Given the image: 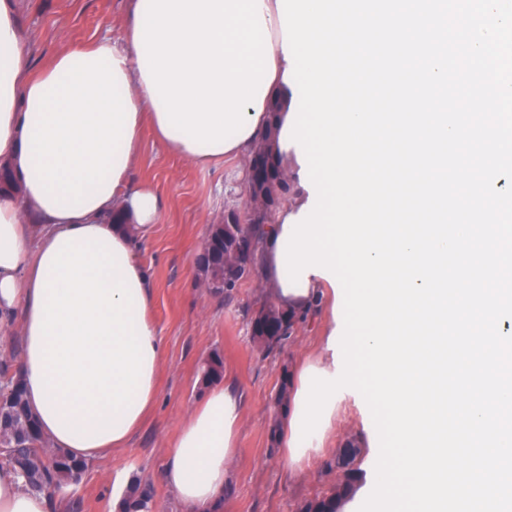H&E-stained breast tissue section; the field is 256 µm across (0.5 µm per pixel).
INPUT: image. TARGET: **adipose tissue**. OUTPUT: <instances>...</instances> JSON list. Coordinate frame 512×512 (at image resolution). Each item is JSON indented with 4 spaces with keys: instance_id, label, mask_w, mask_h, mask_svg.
Returning a JSON list of instances; mask_svg holds the SVG:
<instances>
[{
    "instance_id": "1",
    "label": "adipose tissue",
    "mask_w": 512,
    "mask_h": 512,
    "mask_svg": "<svg viewBox=\"0 0 512 512\" xmlns=\"http://www.w3.org/2000/svg\"><path fill=\"white\" fill-rule=\"evenodd\" d=\"M122 45L71 46L31 69L10 0H0V330L18 327V370L52 447L90 461L127 447L159 397L165 361L137 259L159 200L130 181L141 131L199 166L241 159L270 122L285 126L293 88L277 0H132ZM301 191L276 214L261 263L276 301L303 312L325 278L288 291L279 248ZM120 212L125 223L115 224ZM240 405L208 385L160 473L188 512H224ZM0 512H51L44 494L0 466Z\"/></svg>"
}]
</instances>
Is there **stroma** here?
<instances>
[{
	"label": "stroma",
	"instance_id": "obj_1",
	"mask_svg": "<svg viewBox=\"0 0 512 512\" xmlns=\"http://www.w3.org/2000/svg\"><path fill=\"white\" fill-rule=\"evenodd\" d=\"M26 34L25 52L32 68L81 42L111 37L122 43L130 0H13ZM133 183H148L162 203L160 218L139 255L153 283V318L161 331L165 362L154 412L128 447L88 461L77 485L55 496V512H103L115 482L137 478L154 491L157 512H185L159 473L190 409L204 386L199 366L211 354L224 358L223 382L241 403L238 445L228 465L224 512H299L300 506L336 479L328 466L349 439L365 440L370 410L354 389L343 390L336 421L323 451L290 474L280 460L284 412L279 404L285 377L296 363L325 352L332 308L324 306L308 323L270 352H262L250 332V317L267 282L255 274L232 293L210 294L198 283L197 259L208 228L246 191L240 161L197 166L144 129ZM80 500L72 510V500Z\"/></svg>",
	"mask_w": 512,
	"mask_h": 512
}]
</instances>
